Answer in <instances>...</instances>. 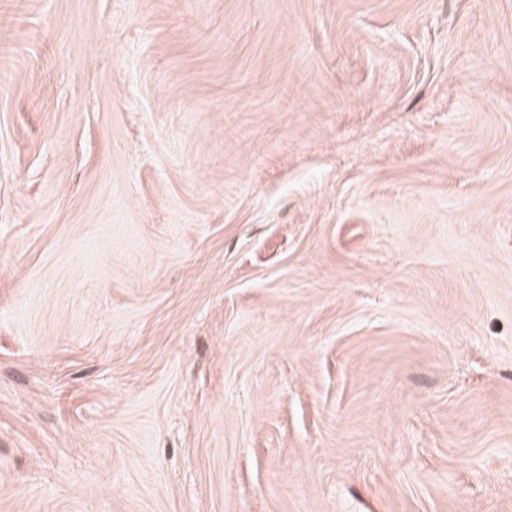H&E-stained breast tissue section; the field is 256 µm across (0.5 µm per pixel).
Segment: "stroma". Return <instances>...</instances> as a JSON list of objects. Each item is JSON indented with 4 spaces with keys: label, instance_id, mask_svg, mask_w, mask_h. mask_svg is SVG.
I'll list each match as a JSON object with an SVG mask.
<instances>
[{
    "label": "stroma",
    "instance_id": "35a3bbf8",
    "mask_svg": "<svg viewBox=\"0 0 512 512\" xmlns=\"http://www.w3.org/2000/svg\"><path fill=\"white\" fill-rule=\"evenodd\" d=\"M0 512H512V0H0Z\"/></svg>",
    "mask_w": 512,
    "mask_h": 512
}]
</instances>
